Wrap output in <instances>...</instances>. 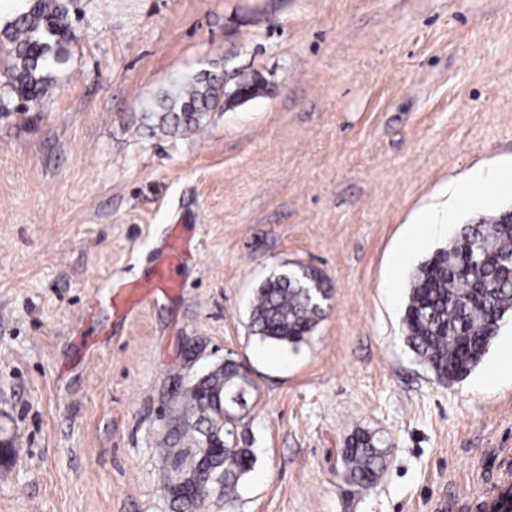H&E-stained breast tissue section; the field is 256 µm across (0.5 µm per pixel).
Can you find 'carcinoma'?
<instances>
[{
  "label": "carcinoma",
  "instance_id": "carcinoma-1",
  "mask_svg": "<svg viewBox=\"0 0 512 512\" xmlns=\"http://www.w3.org/2000/svg\"><path fill=\"white\" fill-rule=\"evenodd\" d=\"M73 0H22L0 21V79L21 98L36 101L65 70L77 45L71 24ZM227 75L196 72L172 92L160 96L145 114L152 132L189 135L199 130L216 107L235 102ZM512 261V214L459 229L412 273L403 325L411 350L442 382H459L482 360L501 322L512 313V281L501 266ZM327 289L309 268L277 274L255 290L250 329L263 341L296 345L316 327ZM238 368L226 362L207 374L180 377L169 412L180 417L162 439L168 462L181 469L183 487L197 493L187 501L167 489L186 512H198L209 497L229 500L253 467V454L238 447L242 412L230 420L218 416L238 390ZM385 442L361 433L344 453V474L370 484L383 461Z\"/></svg>",
  "mask_w": 512,
  "mask_h": 512
}]
</instances>
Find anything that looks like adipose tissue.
Wrapping results in <instances>:
<instances>
[{"instance_id":"adipose-tissue-1","label":"adipose tissue","mask_w":512,"mask_h":512,"mask_svg":"<svg viewBox=\"0 0 512 512\" xmlns=\"http://www.w3.org/2000/svg\"><path fill=\"white\" fill-rule=\"evenodd\" d=\"M512 188V171L497 164H486L466 172L461 179L447 188L450 204L420 211L410 236L403 243L400 253L408 255L412 249L442 232L461 207H483L489 201L488 190Z\"/></svg>"}]
</instances>
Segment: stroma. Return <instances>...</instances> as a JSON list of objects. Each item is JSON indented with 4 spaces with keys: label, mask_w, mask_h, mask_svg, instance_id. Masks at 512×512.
Listing matches in <instances>:
<instances>
[{
    "label": "stroma",
    "mask_w": 512,
    "mask_h": 512,
    "mask_svg": "<svg viewBox=\"0 0 512 512\" xmlns=\"http://www.w3.org/2000/svg\"><path fill=\"white\" fill-rule=\"evenodd\" d=\"M78 45L47 94L0 85V512H180L159 450L193 353L255 385V463L202 512H483L512 479V318L439 383L409 349V278L456 212L397 266L415 214L487 163L512 167V0H78ZM209 68L257 96L186 136L143 113ZM181 225L183 287L124 319L86 316L105 279L148 276ZM309 267L329 290L297 347L249 328L258 285ZM388 440L373 487L343 474ZM384 454V440L375 434H358L344 453V474L358 483L371 484Z\"/></svg>",
    "instance_id": "obj_1"
}]
</instances>
